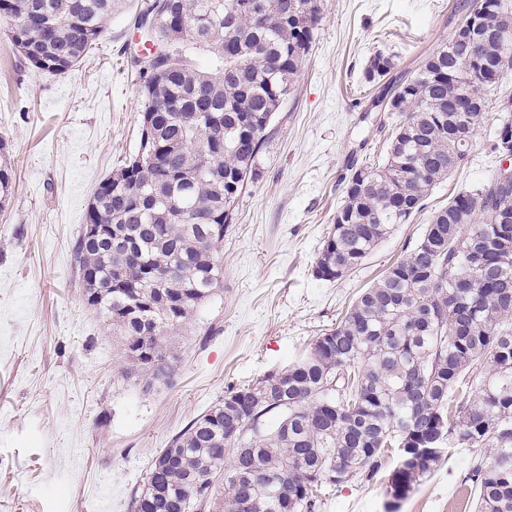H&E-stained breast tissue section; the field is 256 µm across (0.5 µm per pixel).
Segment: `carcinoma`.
I'll return each mask as SVG.
<instances>
[{
  "label": "carcinoma",
  "instance_id": "1",
  "mask_svg": "<svg viewBox=\"0 0 512 512\" xmlns=\"http://www.w3.org/2000/svg\"><path fill=\"white\" fill-rule=\"evenodd\" d=\"M121 0H0L26 62L63 74L95 48ZM142 0L168 54L139 72L137 152L104 179L86 224L131 242L120 254L80 235L73 248L86 303L120 336L123 374L144 390L173 374L169 337L224 280L218 248L234 203L291 93L319 21L317 0ZM211 57L200 70L191 56ZM481 57L488 66L461 68ZM395 69L376 55L368 79ZM512 74L493 40L448 41L387 85L395 132L381 163L351 170L315 275L332 281L424 209L429 189L463 166L473 135L456 110L512 112V95L470 107ZM512 189L492 178L459 192L418 241L287 367L192 419L152 459L130 512H320L322 491L370 480L394 457L385 496L399 502L442 458L477 450L475 512H512ZM463 397L449 400L452 388Z\"/></svg>",
  "mask_w": 512,
  "mask_h": 512
}]
</instances>
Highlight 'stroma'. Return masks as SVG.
Here are the masks:
<instances>
[{
  "label": "stroma",
  "mask_w": 512,
  "mask_h": 512,
  "mask_svg": "<svg viewBox=\"0 0 512 512\" xmlns=\"http://www.w3.org/2000/svg\"><path fill=\"white\" fill-rule=\"evenodd\" d=\"M457 0H320L314 40L269 129L254 179L237 198L218 251L224 284L172 337L174 375L143 392L123 376L120 340L82 298L73 246L100 182L138 148L134 60L140 0L113 14L96 49L62 75L26 64L0 20V139L13 191L0 210V512H129L160 448L227 388L288 366L343 317L452 195L499 170L486 112L470 158L430 188L356 269L318 279L319 249L351 168L381 161L394 133L372 109L377 54L414 69L446 43ZM463 451L444 458L398 512H473ZM387 470L329 488L320 512H385Z\"/></svg>",
  "instance_id": "obj_1"
}]
</instances>
